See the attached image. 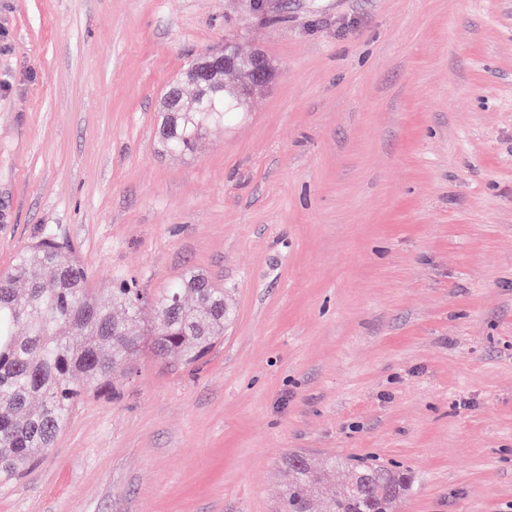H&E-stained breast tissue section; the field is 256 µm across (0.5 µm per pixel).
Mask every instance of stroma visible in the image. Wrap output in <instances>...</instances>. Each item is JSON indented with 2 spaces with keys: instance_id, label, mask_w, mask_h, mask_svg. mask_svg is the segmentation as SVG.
Segmentation results:
<instances>
[{
  "instance_id": "obj_1",
  "label": "stroma",
  "mask_w": 512,
  "mask_h": 512,
  "mask_svg": "<svg viewBox=\"0 0 512 512\" xmlns=\"http://www.w3.org/2000/svg\"><path fill=\"white\" fill-rule=\"evenodd\" d=\"M0 0V273L47 236L154 294L223 287L195 367L143 353L0 512H276L288 454L395 463L397 512H512V0ZM273 81L190 156L168 85Z\"/></svg>"
}]
</instances>
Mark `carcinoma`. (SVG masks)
<instances>
[{"mask_svg":"<svg viewBox=\"0 0 512 512\" xmlns=\"http://www.w3.org/2000/svg\"><path fill=\"white\" fill-rule=\"evenodd\" d=\"M240 59L229 79L260 89L250 56ZM176 94L199 111L162 113L170 134L161 145L173 155L193 153L211 126L241 111L213 92L201 101L197 89L187 98L178 86ZM229 315L224 289L204 277L181 278L152 296L125 284L101 304L82 264L56 242L45 239L21 252L0 274V480L30 468L86 396L112 388V371L131 366L145 348L157 357L177 352L195 364L224 336ZM331 467L336 482L319 486L306 460L288 455L280 512H313L315 485L324 512H393L411 484L406 474L373 461Z\"/></svg>","mask_w":512,"mask_h":512,"instance_id":"cac0c4a2","label":"carcinoma"}]
</instances>
